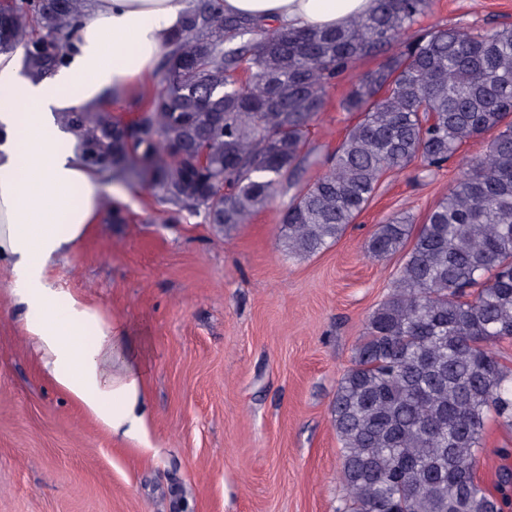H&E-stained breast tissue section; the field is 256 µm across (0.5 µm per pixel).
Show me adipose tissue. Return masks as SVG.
<instances>
[{
    "label": "adipose tissue",
    "mask_w": 512,
    "mask_h": 512,
    "mask_svg": "<svg viewBox=\"0 0 512 512\" xmlns=\"http://www.w3.org/2000/svg\"><path fill=\"white\" fill-rule=\"evenodd\" d=\"M191 0H94L67 66L34 80L0 54V270L12 280L27 335L54 381L112 431L138 428L143 388L120 330L77 302L60 303L48 266L100 222L108 188L56 111L124 95L147 78ZM374 0H224L225 12L291 28H336Z\"/></svg>",
    "instance_id": "ef3b65f1"
}]
</instances>
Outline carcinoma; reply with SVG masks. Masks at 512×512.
Listing matches in <instances>:
<instances>
[{"label": "carcinoma", "instance_id": "cac0c4a2", "mask_svg": "<svg viewBox=\"0 0 512 512\" xmlns=\"http://www.w3.org/2000/svg\"><path fill=\"white\" fill-rule=\"evenodd\" d=\"M90 0H0V53L21 51L41 78L68 64ZM431 0H376L336 29L294 30L202 0L182 16L135 109L56 113L104 180L150 192L228 232L286 196L288 255L332 247L383 175L415 161L443 169L494 133L421 224L375 225V259L403 253L371 314L331 417L340 443L337 512H509L512 471L496 490L476 476L489 417L512 427V368L489 348L512 339V28L414 30ZM392 53L354 82L357 115L320 156L310 126L358 61ZM320 167L311 181L306 169Z\"/></svg>", "mask_w": 512, "mask_h": 512}]
</instances>
